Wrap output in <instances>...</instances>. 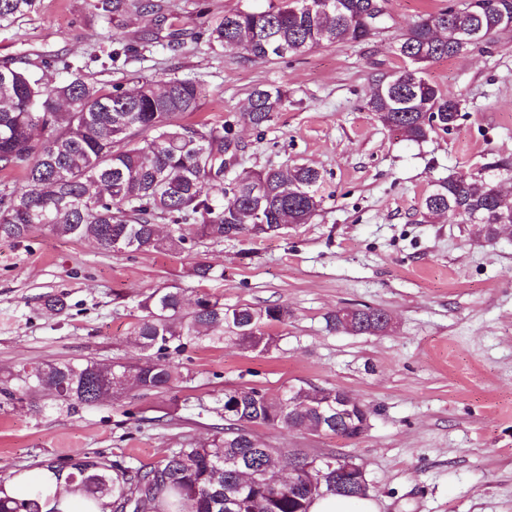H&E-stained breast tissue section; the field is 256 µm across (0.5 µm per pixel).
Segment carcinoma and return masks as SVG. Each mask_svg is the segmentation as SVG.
Here are the masks:
<instances>
[{
  "instance_id": "cac0c4a2",
  "label": "carcinoma",
  "mask_w": 512,
  "mask_h": 512,
  "mask_svg": "<svg viewBox=\"0 0 512 512\" xmlns=\"http://www.w3.org/2000/svg\"><path fill=\"white\" fill-rule=\"evenodd\" d=\"M370 0H272L261 11L236 10L201 23L197 38L233 51L247 61H269L320 46L372 39L385 15L386 0L369 11ZM37 0H0V22L12 21ZM89 8L118 28L129 14L154 11L151 0H88ZM481 31V43L512 31V0L450 2L413 21L394 51L401 65L382 75L365 102L389 129L407 141L424 142L438 130L453 128L462 103L431 82L426 67L453 58L461 33ZM202 85L174 73L155 80L136 76L107 89L81 76L52 84L28 67L0 69V172L19 171L23 184L3 183L0 237L21 241L46 225L58 237L88 239L117 253L179 254L199 240L222 242L235 234L260 237L281 225L306 224L322 208L321 172L310 165L243 170L226 177L240 145L232 128L190 121L199 111ZM278 85L255 87L244 120L267 128L288 106ZM420 213L436 222L448 215L458 224L482 225L484 239H495L500 225L512 224V163H489L474 173L440 181L423 200ZM170 225L163 235L157 221ZM200 282L224 278V271L199 262ZM133 330L142 352L136 363L102 366L90 359L46 361L25 366L0 382V405H13L45 389L68 412L117 401L132 390L145 394L172 389L187 379L179 358L204 341L232 343L267 353L276 337L268 329L288 320L281 305L224 306L201 293L186 307L180 288H157L138 302ZM387 314L371 307L327 314V327L354 334L386 329ZM350 401L341 417L328 410V394L302 409L289 407V390L277 393L239 386L217 400L224 424L211 438L174 448L159 463L131 467L107 464L87 454L49 463L56 485L65 484L95 512L103 499L112 512H309L312 500L326 495L360 498L346 481L322 492L309 489L314 473L300 464L307 454L294 449L259 448L253 429L281 426L301 430L323 425L332 435L353 439L368 428L370 410L345 390L329 388ZM275 463L293 479L276 497L260 485H244L239 471ZM0 477V512H60V503L39 483L27 498L10 497Z\"/></svg>"
}]
</instances>
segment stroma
Listing matches in <instances>:
<instances>
[{"label":"stroma","instance_id":"obj_1","mask_svg":"<svg viewBox=\"0 0 512 512\" xmlns=\"http://www.w3.org/2000/svg\"><path fill=\"white\" fill-rule=\"evenodd\" d=\"M112 28L87 0H40L0 23V67L39 65L47 79L74 73L112 86L135 74L175 72L199 81L195 118L230 123L241 167L309 164L323 175V208L275 235L197 242L178 255L106 252L42 227L0 239V378L21 366L70 358L136 362L134 297L157 288L202 291L225 305L287 307L277 347L259 354L204 342L182 361L188 383L130 392L66 413L48 392L0 408V472L38 473L78 452L155 464L170 449L208 438L215 400L230 386L269 392L289 384L336 387L371 412L358 439L256 428L260 447L330 450L365 469L379 512H512V240L474 241L463 225L420 222L435 185L486 163L512 161V33L432 63L427 78L463 103L449 131L403 140L364 109L376 80L396 68L398 36L448 0H386L380 34L272 62H251L194 39L199 4L211 18L262 10L268 0H155ZM136 46L110 59L113 39ZM287 88L288 109L257 130L243 119L251 90ZM223 268L202 283L198 261ZM65 293L69 308L45 309ZM378 308L392 326L376 335L331 331L328 312Z\"/></svg>","mask_w":512,"mask_h":512}]
</instances>
